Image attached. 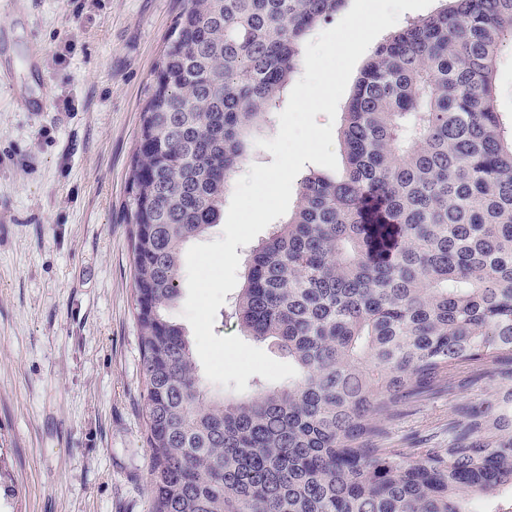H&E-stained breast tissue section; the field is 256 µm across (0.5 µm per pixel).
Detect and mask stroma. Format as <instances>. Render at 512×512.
<instances>
[{
	"mask_svg": "<svg viewBox=\"0 0 512 512\" xmlns=\"http://www.w3.org/2000/svg\"><path fill=\"white\" fill-rule=\"evenodd\" d=\"M180 0H20L0 11L14 91L0 88V512H150V450L133 310L127 173L143 92ZM42 49L37 83L28 46ZM46 98L21 112L12 93ZM392 422L444 448L456 401Z\"/></svg>",
	"mask_w": 512,
	"mask_h": 512,
	"instance_id": "1",
	"label": "stroma"
}]
</instances>
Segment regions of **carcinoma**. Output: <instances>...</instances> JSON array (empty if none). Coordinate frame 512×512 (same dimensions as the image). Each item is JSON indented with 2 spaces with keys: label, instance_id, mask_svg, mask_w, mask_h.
<instances>
[{
  "label": "carcinoma",
  "instance_id": "obj_1",
  "mask_svg": "<svg viewBox=\"0 0 512 512\" xmlns=\"http://www.w3.org/2000/svg\"><path fill=\"white\" fill-rule=\"evenodd\" d=\"M379 43L342 129L345 168L308 171L250 247L223 317L297 374L211 391L169 310L185 247L224 201L318 26L347 0H182L128 175L152 512H512V118L497 108L512 0H440ZM448 447L385 448L457 376Z\"/></svg>",
  "mask_w": 512,
  "mask_h": 512
}]
</instances>
